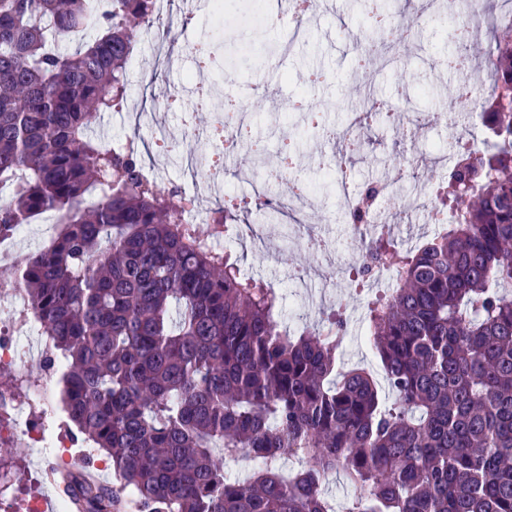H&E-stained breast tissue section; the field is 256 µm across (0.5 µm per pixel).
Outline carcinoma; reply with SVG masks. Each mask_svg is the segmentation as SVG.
Returning <instances> with one entry per match:
<instances>
[{"mask_svg": "<svg viewBox=\"0 0 512 512\" xmlns=\"http://www.w3.org/2000/svg\"><path fill=\"white\" fill-rule=\"evenodd\" d=\"M0 0V239L56 213L48 246L0 268L43 323L76 439L120 480L67 471L78 512H512V26L489 56L493 143L462 152L437 198L461 219L418 247L389 229L364 257L397 270L366 322L392 396L338 368L346 320L329 334L285 324L282 296L244 275L189 200L144 173L139 137L116 153L89 135L121 106L153 0ZM96 23L73 53L52 42ZM301 464L283 478L286 457ZM259 460L231 480L224 462Z\"/></svg>", "mask_w": 512, "mask_h": 512, "instance_id": "obj_1", "label": "carcinoma"}]
</instances>
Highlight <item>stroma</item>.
<instances>
[{
    "mask_svg": "<svg viewBox=\"0 0 512 512\" xmlns=\"http://www.w3.org/2000/svg\"><path fill=\"white\" fill-rule=\"evenodd\" d=\"M322 9L307 29L305 41L292 57L278 56L280 44L287 42L286 28L235 26L232 33L219 31L218 20L211 17L186 16L175 26L171 35L176 48L181 49L179 62L168 68L159 64L156 45L138 43V64L128 69L127 98L121 111L98 116L96 134L114 142L125 141L136 128L162 127L167 136L179 143L168 166V178L189 185L192 179L203 177L205 169L198 160L206 153L202 143L185 135V114L181 109L160 108L162 98L184 87L192 74L194 62L187 47L195 42H208L212 48V67L205 71L204 83L217 84L223 93L240 96L251 115L256 135L266 136L264 113L281 106L289 95L298 94L305 86L310 70L321 69L332 74L311 103L326 115L330 125L342 127L351 114L365 106L360 91L367 99H401L406 113L404 122L383 129L379 121H371L363 133L364 146L353 155L350 167L355 186L365 181L386 180L390 183L388 207L400 211L410 194L428 184L446 180L448 168L442 155L454 151L460 130H448L438 120L439 113L455 110L452 77L439 71L440 62L460 51L459 42L449 38L448 30L465 24L466 12L451 5L446 12L428 15L427 0H386V9L394 21L410 19L414 36L403 62H396L395 48H386L383 66L373 75L356 73L352 60L356 54L354 33L372 37L366 27V0H322ZM299 141L297 164L306 168L311 193L305 207V221L336 241L344 239V225L339 210L341 190L336 180L320 175L313 168L318 154L339 156L348 150L346 141L314 137L306 132L300 115L293 114L283 121L277 137L266 144L268 156H276L282 140ZM419 157L417 170L404 171L407 158ZM244 274L260 278L283 294L285 315L294 326L315 328L324 314L333 309L343 310L347 317V342L340 356L343 368H363L374 378H382L379 357L372 349L363 322L366 295L355 291L349 275L348 256L326 263L310 250L292 247L286 250H264L247 242L237 246ZM309 273V289L294 287L291 275L296 269ZM10 457L0 461V469L8 472L13 482L6 498L0 499V512H23L27 501L35 496L50 494L44 475L46 462L55 461L54 453L35 454L25 441L9 443Z\"/></svg>",
    "mask_w": 512,
    "mask_h": 512,
    "instance_id": "1",
    "label": "stroma"
}]
</instances>
